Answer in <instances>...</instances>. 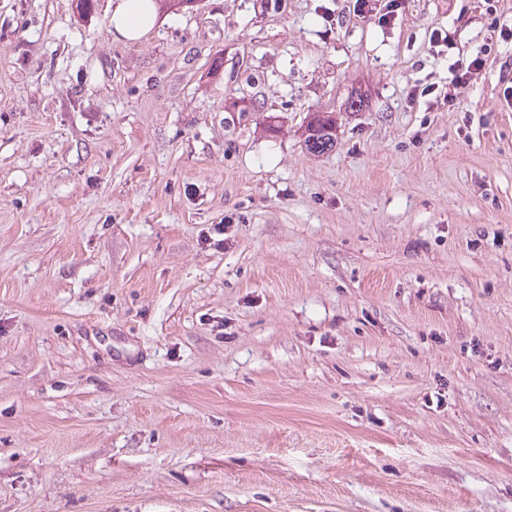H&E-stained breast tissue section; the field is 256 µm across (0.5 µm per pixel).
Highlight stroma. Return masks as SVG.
<instances>
[{
  "mask_svg": "<svg viewBox=\"0 0 512 512\" xmlns=\"http://www.w3.org/2000/svg\"><path fill=\"white\" fill-rule=\"evenodd\" d=\"M112 3L0 0V512H512V0ZM112 8L111 23L113 31L118 38L124 40H137L148 34L155 25L156 15L154 8L160 12L190 7L193 0H151L154 8L150 12L140 8L147 0H115ZM493 48L494 36H491V43L487 45L483 54L476 55L472 58L467 56L464 57L463 54L461 57L459 55L458 59L451 67V78L448 81V89L447 87H442L439 91V86H436L435 84L426 85L420 89V87L416 85L412 90L413 95L417 96L420 94V96H428L435 94V102H440V104L442 102L443 104L448 103V107L457 105L461 94L469 85L471 73L486 67L487 63L490 61ZM307 151L320 155L336 147V117L332 112H311L305 126Z\"/></svg>",
  "mask_w": 512,
  "mask_h": 512,
  "instance_id": "stroma-1",
  "label": "stroma"
}]
</instances>
